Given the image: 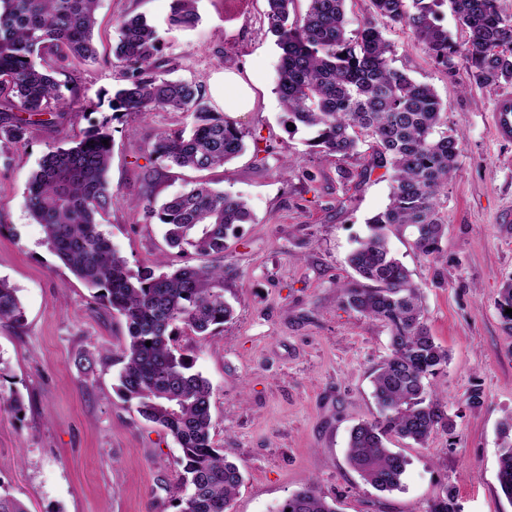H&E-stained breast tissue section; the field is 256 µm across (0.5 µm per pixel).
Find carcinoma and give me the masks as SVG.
<instances>
[{"label": "carcinoma", "mask_w": 512, "mask_h": 512, "mask_svg": "<svg viewBox=\"0 0 512 512\" xmlns=\"http://www.w3.org/2000/svg\"><path fill=\"white\" fill-rule=\"evenodd\" d=\"M99 0H0V158L26 139L35 118L60 97L52 72L73 61L96 59L93 31ZM304 16L289 21L295 0H267L270 32L281 50L276 94L283 123L314 134L310 146L341 160L362 154L367 177L386 169L391 180L384 210L368 219L369 233L348 258L357 278L336 285L338 302L389 329L390 350L373 372L379 416L349 433L347 459L359 476L385 492L401 487L407 459L387 447L395 436L423 447L437 429L453 428L446 404L432 380L448 366L425 320L423 291L388 245L387 229H408L419 255L440 249L447 219L441 195L456 170L458 137L448 131L447 108L434 87L392 66L385 37L398 25L443 70L465 64L483 88L512 85V15L498 0H370L368 15L349 28L347 0H306ZM450 5L468 32L459 45L439 24ZM193 0H173L169 23L192 28ZM113 56L125 71L112 95L113 116L157 109L186 112L192 129L163 131L151 155L167 167L207 171L221 168L245 150L246 133L211 112L201 87L167 77L161 39L142 14L123 17ZM109 121L88 130L67 148L53 147L30 176L26 207L55 256L80 280L97 303L120 314L128 341L115 359L121 365L118 392L146 421L166 430L181 454L176 460L182 487L178 512H230L243 482L239 466L214 448L212 388L176 347L184 326L210 336L233 316L224 298V266L166 262L130 267L102 232L100 220L112 205L107 172L112 145ZM136 206L165 228L167 246L179 254L222 256L226 240L251 220L238 195L196 182L160 208L147 195ZM512 283L500 291L498 309L512 329ZM25 313L17 290L0 279V322L22 325ZM151 346H146V342ZM497 480L512 501V440L504 441ZM337 512L311 483L292 493L277 512ZM0 512H28L0 492Z\"/></svg>", "instance_id": "carcinoma-1"}]
</instances>
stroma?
I'll list each match as a JSON object with an SVG mask.
<instances>
[{"instance_id": "1", "label": "stroma", "mask_w": 512, "mask_h": 512, "mask_svg": "<svg viewBox=\"0 0 512 512\" xmlns=\"http://www.w3.org/2000/svg\"><path fill=\"white\" fill-rule=\"evenodd\" d=\"M172 0H100L95 62L58 70L63 113L33 125L0 164V277L17 290L22 326L0 325V488L30 512H177L180 450L161 427L116 392L113 359L127 340L123 317L96 303L43 242L25 206L26 184L49 148L68 146L102 121L112 128V206L102 229L130 266L165 253L164 226L135 202H162L198 177L250 205L224 251V297L233 320L203 338L184 330L182 353L213 389L212 439L244 474L230 512H277L293 492L315 484L339 512H428L451 493L459 512H512L498 481L501 421L512 415V329L497 309L512 281V140L493 133L499 91L471 82L465 68L447 74L421 44L391 26L393 65L434 86L460 140L447 187V231L439 253L419 255L410 232L389 236L394 255L424 290L427 325L448 351L433 384L451 431L426 446L391 439L409 465L400 489L379 492L346 458L351 427L378 417L372 373L389 352L382 322L343 308L336 285L353 278L347 262L367 221L388 202L382 170L360 178L365 157L341 160L311 148L306 132H287L275 92L280 50L269 32L266 0H196L190 30L170 27ZM143 14L158 28L170 77L199 84L215 115L228 69L258 75L255 111L233 114L246 152L205 174L170 169L149 155L155 135L188 127L184 112L154 110L112 119L109 93L121 84L112 48L118 20ZM289 171H281L285 159ZM353 171L352 179L340 176ZM445 281L432 282L434 270ZM93 358L91 371L77 365ZM479 391L482 401L468 397Z\"/></svg>"}]
</instances>
